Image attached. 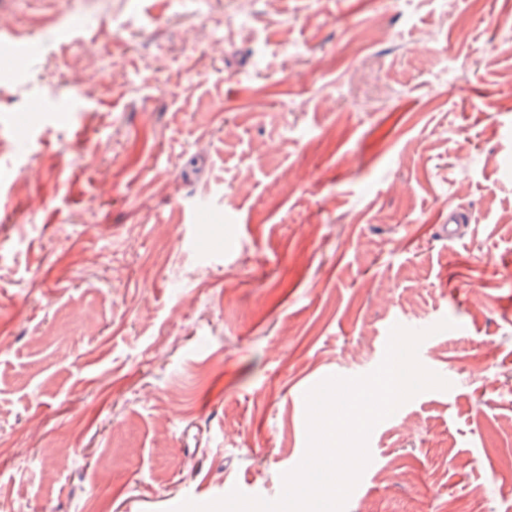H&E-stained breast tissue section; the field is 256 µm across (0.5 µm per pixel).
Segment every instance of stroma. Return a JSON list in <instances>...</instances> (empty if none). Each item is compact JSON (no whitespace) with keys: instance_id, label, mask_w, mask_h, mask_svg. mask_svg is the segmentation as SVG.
<instances>
[{"instance_id":"1","label":"stroma","mask_w":512,"mask_h":512,"mask_svg":"<svg viewBox=\"0 0 512 512\" xmlns=\"http://www.w3.org/2000/svg\"><path fill=\"white\" fill-rule=\"evenodd\" d=\"M0 16V512L277 499L305 392L397 320L449 387L345 512H512V0Z\"/></svg>"}]
</instances>
